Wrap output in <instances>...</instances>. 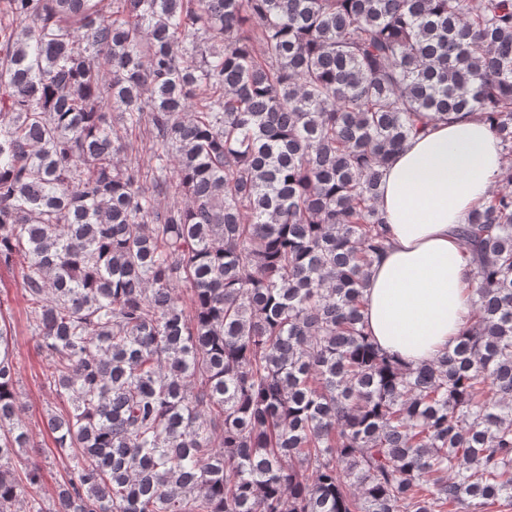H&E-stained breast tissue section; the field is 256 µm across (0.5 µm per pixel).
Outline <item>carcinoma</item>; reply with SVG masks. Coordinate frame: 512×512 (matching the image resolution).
Listing matches in <instances>:
<instances>
[{"label": "carcinoma", "instance_id": "cac0c4a2", "mask_svg": "<svg viewBox=\"0 0 512 512\" xmlns=\"http://www.w3.org/2000/svg\"><path fill=\"white\" fill-rule=\"evenodd\" d=\"M475 112L511 156L512 0H0V266L65 404L47 509L0 314V512H512L511 164L457 345L362 324L382 169Z\"/></svg>", "mask_w": 512, "mask_h": 512}]
</instances>
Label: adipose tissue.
<instances>
[{"mask_svg":"<svg viewBox=\"0 0 512 512\" xmlns=\"http://www.w3.org/2000/svg\"><path fill=\"white\" fill-rule=\"evenodd\" d=\"M502 167L500 141L476 115L430 124L386 166L378 208L391 246L371 268L363 321L403 362L453 349L469 325L472 265L457 231L492 194Z\"/></svg>","mask_w":512,"mask_h":512,"instance_id":"adipose-tissue-1","label":"adipose tissue"}]
</instances>
